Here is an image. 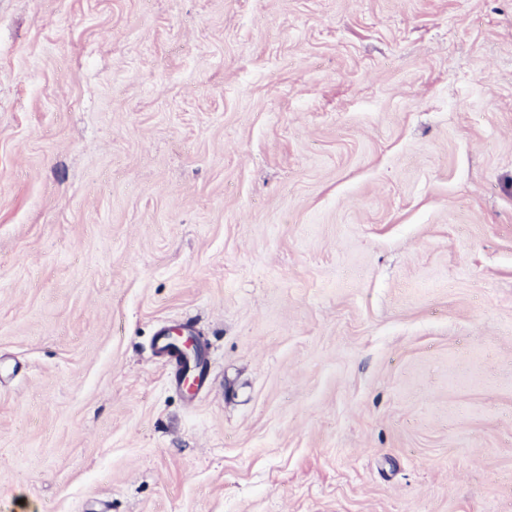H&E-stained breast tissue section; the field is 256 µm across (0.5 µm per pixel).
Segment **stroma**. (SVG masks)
<instances>
[{"label": "stroma", "mask_w": 512, "mask_h": 512, "mask_svg": "<svg viewBox=\"0 0 512 512\" xmlns=\"http://www.w3.org/2000/svg\"><path fill=\"white\" fill-rule=\"evenodd\" d=\"M0 512H512V0H0Z\"/></svg>", "instance_id": "1"}]
</instances>
